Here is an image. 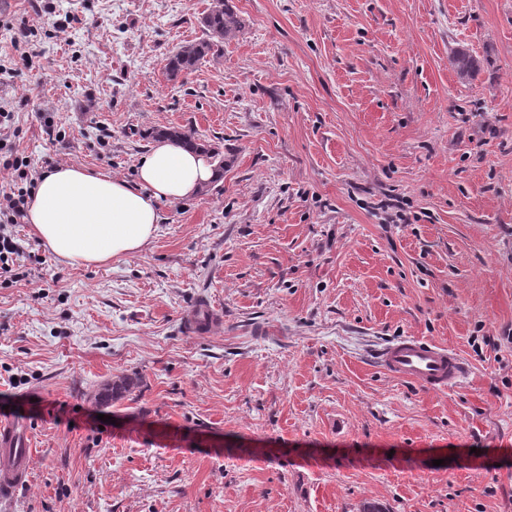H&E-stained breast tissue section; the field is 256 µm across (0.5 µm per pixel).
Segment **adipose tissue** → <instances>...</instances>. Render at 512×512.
Here are the masks:
<instances>
[{"label": "adipose tissue", "instance_id": "1", "mask_svg": "<svg viewBox=\"0 0 512 512\" xmlns=\"http://www.w3.org/2000/svg\"><path fill=\"white\" fill-rule=\"evenodd\" d=\"M215 178L209 154L159 139L141 156L131 182L76 164L47 168L26 221L56 257L99 265L139 253L158 230L163 203L192 197Z\"/></svg>", "mask_w": 512, "mask_h": 512}]
</instances>
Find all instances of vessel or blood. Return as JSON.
Instances as JSON below:
<instances>
[{
  "label": "vessel or blood",
  "mask_w": 512,
  "mask_h": 512,
  "mask_svg": "<svg viewBox=\"0 0 512 512\" xmlns=\"http://www.w3.org/2000/svg\"><path fill=\"white\" fill-rule=\"evenodd\" d=\"M219 315L208 300L199 301L185 316L189 331L209 332ZM376 362L389 376L445 393L459 385L467 366L454 351L418 336H400L376 353ZM34 467L30 432L11 416L0 418V498L13 497L29 482Z\"/></svg>",
  "instance_id": "b4317fda"
}]
</instances>
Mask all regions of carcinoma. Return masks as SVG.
Returning <instances> with one entry per match:
<instances>
[{
    "instance_id": "cac0c4a2",
    "label": "carcinoma",
    "mask_w": 512,
    "mask_h": 512,
    "mask_svg": "<svg viewBox=\"0 0 512 512\" xmlns=\"http://www.w3.org/2000/svg\"><path fill=\"white\" fill-rule=\"evenodd\" d=\"M206 38L179 46L166 59L165 71L169 79L194 70L209 55L224 51V40L240 31L241 20L229 0H211L208 9L200 17Z\"/></svg>"
}]
</instances>
